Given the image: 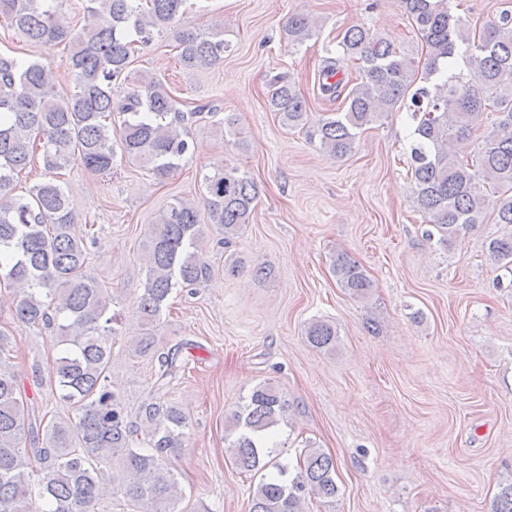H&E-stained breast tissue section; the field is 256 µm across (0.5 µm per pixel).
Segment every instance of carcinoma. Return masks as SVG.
<instances>
[{
    "mask_svg": "<svg viewBox=\"0 0 512 512\" xmlns=\"http://www.w3.org/2000/svg\"><path fill=\"white\" fill-rule=\"evenodd\" d=\"M54 2L0 0V27L36 46L67 44L75 76L73 91L61 98L50 66L0 54V280L12 289L18 322L55 329L63 349L49 368V384L73 405L75 416L44 426L32 420L12 369L8 333L0 330V512H95L108 476L137 512H185L171 458L185 447L186 418L174 405L143 404L141 415L152 428L148 446L139 447L138 430L108 381L112 337L118 333L116 317L108 315L113 299L88 274V247L71 232L73 206L54 176L73 162L106 172L119 155L156 180L167 179L194 150L187 124L213 117L218 109L206 103L184 112L162 81L131 79L135 46L173 29L179 62L194 71L222 61L229 44L217 24L207 30L177 27L187 0H88L90 23L79 31L62 21ZM401 7L425 50L424 62L369 29H347L339 36L338 56L318 75L336 77L320 88L342 99L343 110L322 119L315 133L328 155L344 157L370 125L406 110L412 120L414 202L439 233L437 244L448 250L478 224L512 227V10L473 28L456 14L454 0H401ZM314 30L305 14L288 22L294 45L312 38ZM346 61L357 65L349 85L340 77ZM271 84L272 111L290 127L305 124L306 101L295 86L282 75ZM490 107L497 122L483 133L472 159L460 158V147ZM114 115L120 121L115 140ZM214 126L222 137L244 145L234 119ZM38 158L46 178L17 189L15 176ZM203 184L202 205L170 204L144 243L146 280L135 307L144 332L132 347L154 360L158 391L180 369L182 346L160 350L153 324L173 289L195 288L211 272L201 250L199 207L227 247L250 222L259 196L257 183L234 166L203 175ZM487 252L512 273V230L492 238ZM331 269L350 296L370 295L373 282L357 261L338 253ZM305 336L316 349L336 350L332 323L314 319ZM288 409L278 390L259 383L224 436L241 471L258 469L266 457L275 469L257 484L250 512H299L308 495L336 498L332 456L306 448L292 469L269 446ZM490 512H512V476L500 483Z\"/></svg>",
    "mask_w": 512,
    "mask_h": 512,
    "instance_id": "obj_1",
    "label": "carcinoma"
}]
</instances>
